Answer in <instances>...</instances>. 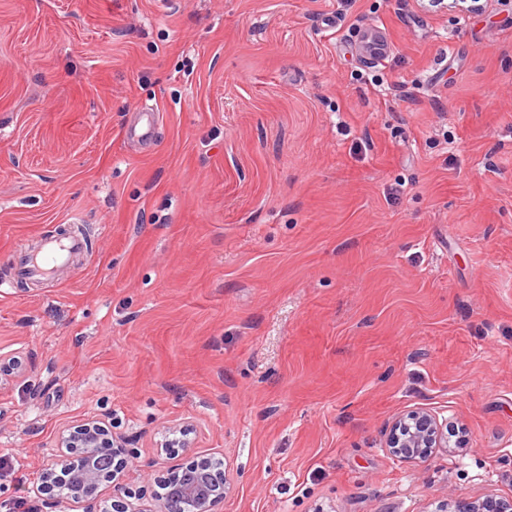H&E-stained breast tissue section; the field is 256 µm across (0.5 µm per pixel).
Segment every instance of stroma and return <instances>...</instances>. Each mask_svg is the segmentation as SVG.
Instances as JSON below:
<instances>
[{
    "mask_svg": "<svg viewBox=\"0 0 512 512\" xmlns=\"http://www.w3.org/2000/svg\"><path fill=\"white\" fill-rule=\"evenodd\" d=\"M72 221L0 291V512L88 419L222 512L512 498V0H0V277ZM417 408L467 447L390 456ZM83 242L74 235L48 237L30 253H20L15 261L22 278L47 281L54 278L58 268L80 252Z\"/></svg>",
    "mask_w": 512,
    "mask_h": 512,
    "instance_id": "obj_1",
    "label": "stroma"
}]
</instances>
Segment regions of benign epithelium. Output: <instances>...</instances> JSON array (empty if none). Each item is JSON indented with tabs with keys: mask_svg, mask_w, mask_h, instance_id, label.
Here are the masks:
<instances>
[{
	"mask_svg": "<svg viewBox=\"0 0 512 512\" xmlns=\"http://www.w3.org/2000/svg\"><path fill=\"white\" fill-rule=\"evenodd\" d=\"M464 444V428L418 409L393 422L385 448L402 462L420 465L436 452L446 453ZM57 448L61 465L43 471L40 489L52 490L64 483L71 488L69 502L82 512H220L231 492L224 459L214 454L186 467L154 470L153 483L159 491L154 497L156 507H151L125 487V464L134 457L129 442L94 421L61 435ZM105 482L112 483L108 509L101 507ZM454 512H512V499L489 496L481 501H462L455 504Z\"/></svg>",
	"mask_w": 512,
	"mask_h": 512,
	"instance_id": "1",
	"label": "benign epithelium"
}]
</instances>
